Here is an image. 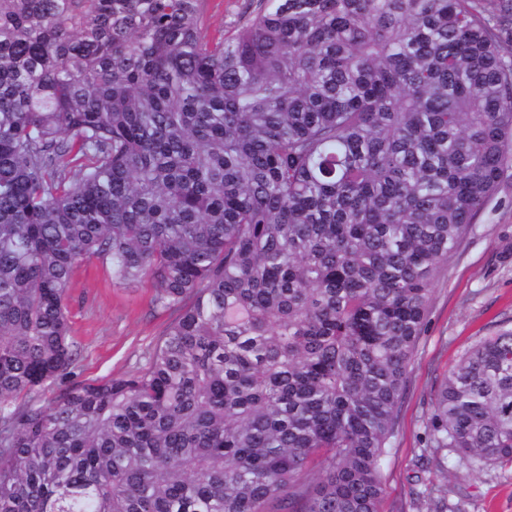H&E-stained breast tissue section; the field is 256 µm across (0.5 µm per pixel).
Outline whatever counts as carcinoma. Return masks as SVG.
I'll return each instance as SVG.
<instances>
[{
	"mask_svg": "<svg viewBox=\"0 0 512 512\" xmlns=\"http://www.w3.org/2000/svg\"><path fill=\"white\" fill-rule=\"evenodd\" d=\"M208 2L0 0V512H380L435 283L512 167V0H250L230 35ZM93 258L175 318L45 405ZM421 456L512 463V329Z\"/></svg>",
	"mask_w": 512,
	"mask_h": 512,
	"instance_id": "1",
	"label": "carcinoma"
}]
</instances>
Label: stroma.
Here are the masks:
<instances>
[{"label":"stroma","mask_w":512,"mask_h":512,"mask_svg":"<svg viewBox=\"0 0 512 512\" xmlns=\"http://www.w3.org/2000/svg\"><path fill=\"white\" fill-rule=\"evenodd\" d=\"M70 311L81 355L73 379L48 386L46 403L71 380H108L142 370L173 320L154 308L148 284L113 287L109 264L98 259L77 269ZM511 327L512 177L477 215L435 286L383 462L381 512H418L416 491L438 486L449 488L448 502L458 512H512V465L445 471L419 460L420 439L448 372L481 338Z\"/></svg>","instance_id":"obj_1"}]
</instances>
